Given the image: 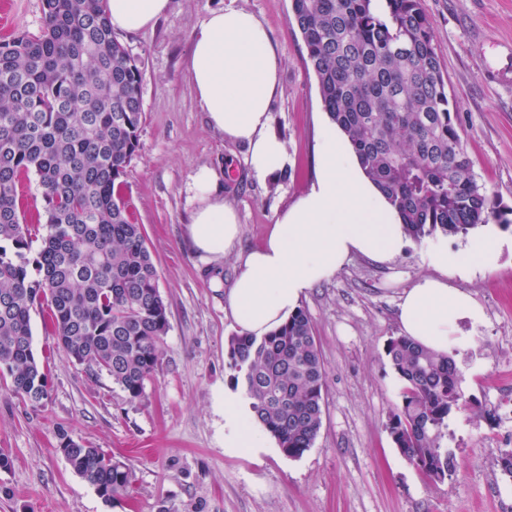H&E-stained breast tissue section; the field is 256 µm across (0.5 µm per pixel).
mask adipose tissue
Here are the masks:
<instances>
[{
	"instance_id": "adipose-tissue-1",
	"label": "adipose tissue",
	"mask_w": 512,
	"mask_h": 512,
	"mask_svg": "<svg viewBox=\"0 0 512 512\" xmlns=\"http://www.w3.org/2000/svg\"><path fill=\"white\" fill-rule=\"evenodd\" d=\"M169 7L170 0H107L112 27L128 32L152 27ZM188 69L210 125L247 146L253 176L263 180L283 172L288 153L271 115L280 62L261 21L241 9L211 12L193 34ZM220 180L218 171L204 167L191 183L197 207L189 236L214 263L232 253L240 235L237 213L218 190ZM405 238L400 216L363 172L349 139L328 124L321 133L316 182L277 216L264 244L243 258L225 293V308L242 332L264 336L294 314L313 287L333 280L352 255L387 263ZM504 243L490 224L460 248L430 245L425 253L429 274L401 297V334L439 353L468 348L472 338L462 333V325H481L486 313L470 292L449 279L496 271ZM266 447L263 429L251 414L238 410L235 395L225 394V453L257 456Z\"/></svg>"
}]
</instances>
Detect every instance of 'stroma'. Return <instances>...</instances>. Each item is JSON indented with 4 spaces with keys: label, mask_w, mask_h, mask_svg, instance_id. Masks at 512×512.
Segmentation results:
<instances>
[{
    "label": "stroma",
    "mask_w": 512,
    "mask_h": 512,
    "mask_svg": "<svg viewBox=\"0 0 512 512\" xmlns=\"http://www.w3.org/2000/svg\"><path fill=\"white\" fill-rule=\"evenodd\" d=\"M448 85L451 112L480 183L506 212L512 235V0H422ZM232 6L269 30L281 59L273 126L288 167L261 181L244 145L214 130L192 93L186 70L192 35L210 12ZM143 73L141 150L124 178L142 224L169 330L145 398L129 401L107 374L74 364L32 316L33 346L47 356L50 392L31 407L0 389V512H512V475L498 457L512 420L497 403L512 394V250L495 272L462 281L484 306V324L464 326L473 342L456 352L461 409L441 440L457 460L444 482H426L386 428L401 381L386 354L399 335L404 288L430 269L426 243L407 241L379 264L356 255L332 281L312 288L308 312L327 369L322 425L314 445L291 458L276 440L260 457L224 451V408L232 390L227 341L239 329L224 292L240 261L259 247L279 212L309 191L318 173L328 118L295 24L291 0H171L150 30L116 32ZM223 172L224 198L241 233L221 267L192 247L187 233L196 202L195 172ZM67 433L130 464L127 497L104 502L59 451Z\"/></svg>",
    "instance_id": "1"
}]
</instances>
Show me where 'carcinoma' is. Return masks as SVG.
<instances>
[{
  "instance_id": "cac0c4a2",
  "label": "carcinoma",
  "mask_w": 512,
  "mask_h": 512,
  "mask_svg": "<svg viewBox=\"0 0 512 512\" xmlns=\"http://www.w3.org/2000/svg\"><path fill=\"white\" fill-rule=\"evenodd\" d=\"M107 0H42L38 33L0 40V379L33 407L49 378L33 349L32 314L71 361L106 373L131 401L155 373L168 307L132 221L123 177L141 149L142 71L114 37ZM324 111L365 174L419 242L466 235L503 212L479 184L421 0H291ZM33 177L45 233L25 223L17 186ZM402 382L386 428L432 483L455 473L441 447L461 408L460 370L397 336L386 348ZM227 368L284 454L302 456L322 424L327 370L308 313L257 338H229ZM71 469L106 503L128 495L131 466L60 434Z\"/></svg>"
}]
</instances>
